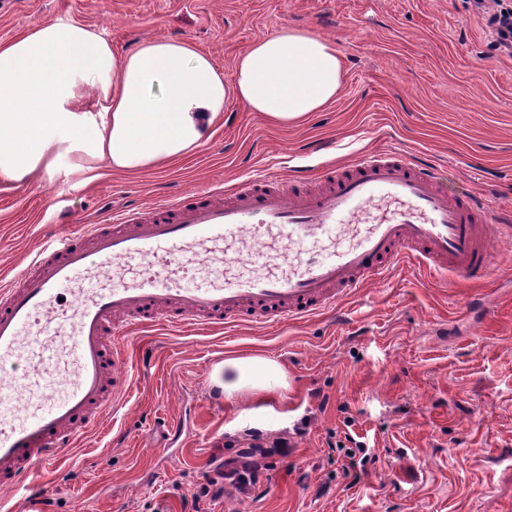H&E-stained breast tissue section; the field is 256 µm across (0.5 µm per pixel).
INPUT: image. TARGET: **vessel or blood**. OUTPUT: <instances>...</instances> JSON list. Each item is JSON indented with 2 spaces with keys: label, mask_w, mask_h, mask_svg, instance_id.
Wrapping results in <instances>:
<instances>
[{
  "label": "vessel or blood",
  "mask_w": 512,
  "mask_h": 512,
  "mask_svg": "<svg viewBox=\"0 0 512 512\" xmlns=\"http://www.w3.org/2000/svg\"><path fill=\"white\" fill-rule=\"evenodd\" d=\"M488 223L510 231L512 211L491 212L475 192L449 196L437 169L384 152L216 184L55 235L0 285V490L48 493L31 473L118 405L132 325L307 319L406 258L478 282L490 272ZM230 253L260 274L232 272ZM198 265L214 276L197 280Z\"/></svg>",
  "instance_id": "1"
}]
</instances>
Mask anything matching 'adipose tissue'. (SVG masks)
<instances>
[{"label":"adipose tissue","mask_w":512,"mask_h":512,"mask_svg":"<svg viewBox=\"0 0 512 512\" xmlns=\"http://www.w3.org/2000/svg\"><path fill=\"white\" fill-rule=\"evenodd\" d=\"M342 75L339 49L295 28L256 40L227 74L185 41L148 38L119 53L94 27L41 22L0 41V179L154 169L205 143L228 100L299 123L335 101ZM217 370L229 398L287 385L264 357H228Z\"/></svg>","instance_id":"adipose-tissue-1"}]
</instances>
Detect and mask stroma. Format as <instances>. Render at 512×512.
<instances>
[{"mask_svg": "<svg viewBox=\"0 0 512 512\" xmlns=\"http://www.w3.org/2000/svg\"><path fill=\"white\" fill-rule=\"evenodd\" d=\"M73 19L118 52L150 37L191 42L231 70L255 40L288 26L336 45L343 86L335 104L299 126L271 123L228 101L210 139L185 158L140 174L100 168L0 184V279L15 276L50 232L80 231L111 212L148 207L223 182L289 178L376 152L439 165L448 191L478 189L512 208V55L468 0H9L0 41L35 24ZM486 296L487 313H468ZM130 384L116 411L64 449L40 512H192L207 478L258 458L256 489L225 484L202 512H506L512 506V238H500L479 287L397 265L333 310L277 325L219 328L157 322L131 330ZM256 354L288 386L210 401L216 366ZM192 410L180 455L166 419ZM353 417L345 427V417ZM363 437L359 476L327 441ZM327 494H319L320 486Z\"/></svg>", "mask_w": 512, "mask_h": 512, "instance_id": "stroma-1", "label": "stroma"}]
</instances>
